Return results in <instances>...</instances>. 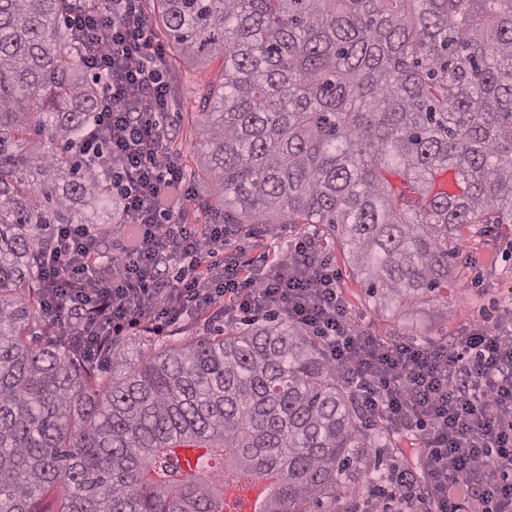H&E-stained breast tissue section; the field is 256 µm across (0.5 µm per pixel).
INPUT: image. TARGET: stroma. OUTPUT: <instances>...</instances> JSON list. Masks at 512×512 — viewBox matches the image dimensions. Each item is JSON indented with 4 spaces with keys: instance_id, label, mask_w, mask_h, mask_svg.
Listing matches in <instances>:
<instances>
[{
    "instance_id": "stroma-1",
    "label": "stroma",
    "mask_w": 512,
    "mask_h": 512,
    "mask_svg": "<svg viewBox=\"0 0 512 512\" xmlns=\"http://www.w3.org/2000/svg\"><path fill=\"white\" fill-rule=\"evenodd\" d=\"M141 7L147 21L155 25V37L167 60L164 77L172 96V134L182 168L190 173L198 164L199 137L193 116L199 110V103L195 90L218 74L222 61L214 58L197 68L185 66L163 27L156 24L159 17L156 0H141ZM462 235L460 256L451 269L455 289L434 302L404 309L391 304L384 306L367 297L345 249L337 245L329 247L340 275L350 323L385 342L405 338L427 345L450 342L452 336L475 319L484 317L493 322L511 311L512 224L496 227L491 234L485 225L479 224L463 228Z\"/></svg>"
}]
</instances>
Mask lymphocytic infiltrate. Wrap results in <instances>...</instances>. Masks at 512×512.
Returning a JSON list of instances; mask_svg holds the SVG:
<instances>
[{
  "label": "lymphocytic infiltrate",
  "mask_w": 512,
  "mask_h": 512,
  "mask_svg": "<svg viewBox=\"0 0 512 512\" xmlns=\"http://www.w3.org/2000/svg\"><path fill=\"white\" fill-rule=\"evenodd\" d=\"M85 67L103 78L97 135L78 148L109 175L132 244L100 259L108 228L51 224L54 246L42 269L52 327L85 354L139 328L161 336L189 317L277 313L326 347L352 373L365 406L399 431L417 432L434 512H512V326L477 320L450 349L385 343L355 329L329 256L309 237L288 256L246 258L253 229L192 224L191 194L172 151L164 51L140 0H74L69 15ZM225 253L223 264L214 253Z\"/></svg>",
  "instance_id": "f902f5d3"
}]
</instances>
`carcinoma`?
<instances>
[{
	"label": "carcinoma",
	"instance_id": "cac0c4a2",
	"mask_svg": "<svg viewBox=\"0 0 512 512\" xmlns=\"http://www.w3.org/2000/svg\"><path fill=\"white\" fill-rule=\"evenodd\" d=\"M189 63L215 224H320L365 294L429 302L466 224H512V0H157ZM69 0H0V512H224V484L272 480L262 512H369L409 456L323 344L275 313L156 344L112 378L60 338L41 224H87L104 182L74 140L95 128Z\"/></svg>",
	"mask_w": 512,
	"mask_h": 512
}]
</instances>
